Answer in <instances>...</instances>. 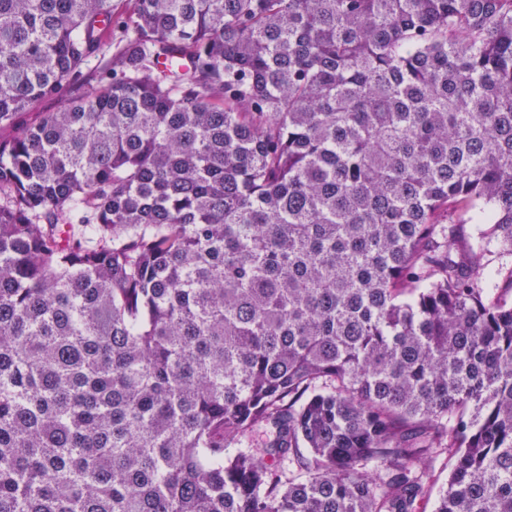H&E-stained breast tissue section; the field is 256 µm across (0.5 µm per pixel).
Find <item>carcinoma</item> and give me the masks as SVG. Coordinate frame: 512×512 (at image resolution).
<instances>
[{"mask_svg":"<svg viewBox=\"0 0 512 512\" xmlns=\"http://www.w3.org/2000/svg\"><path fill=\"white\" fill-rule=\"evenodd\" d=\"M4 128L0 512H512V0H0ZM448 453H441L430 467L429 477L426 480L428 492L419 504V512H435L440 492L448 483V472L451 467Z\"/></svg>","mask_w":512,"mask_h":512,"instance_id":"carcinoma-1","label":"carcinoma"}]
</instances>
